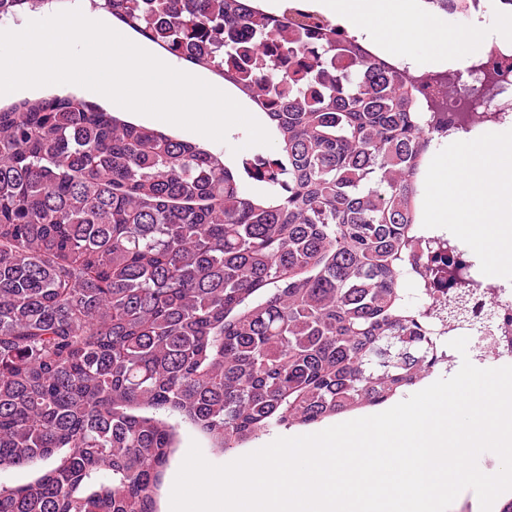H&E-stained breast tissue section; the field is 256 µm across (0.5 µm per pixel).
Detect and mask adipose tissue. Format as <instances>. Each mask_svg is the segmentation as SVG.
I'll list each match as a JSON object with an SVG mask.
<instances>
[{"instance_id":"adipose-tissue-1","label":"adipose tissue","mask_w":512,"mask_h":512,"mask_svg":"<svg viewBox=\"0 0 512 512\" xmlns=\"http://www.w3.org/2000/svg\"><path fill=\"white\" fill-rule=\"evenodd\" d=\"M331 13L376 40L379 48L397 50L408 40L431 38L434 18L416 0H325ZM512 141L491 135L480 143L461 141L454 169L433 173L425 215L448 224L489 226L512 217Z\"/></svg>"}]
</instances>
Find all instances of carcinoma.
<instances>
[{
  "label": "carcinoma",
  "mask_w": 512,
  "mask_h": 512,
  "mask_svg": "<svg viewBox=\"0 0 512 512\" xmlns=\"http://www.w3.org/2000/svg\"><path fill=\"white\" fill-rule=\"evenodd\" d=\"M93 2L242 92L278 157L248 167L257 197L223 154L81 98L0 109V470L29 472L0 512H156L185 426L223 451L448 367L408 291L441 134L407 70L298 0Z\"/></svg>",
  "instance_id": "obj_1"
}]
</instances>
